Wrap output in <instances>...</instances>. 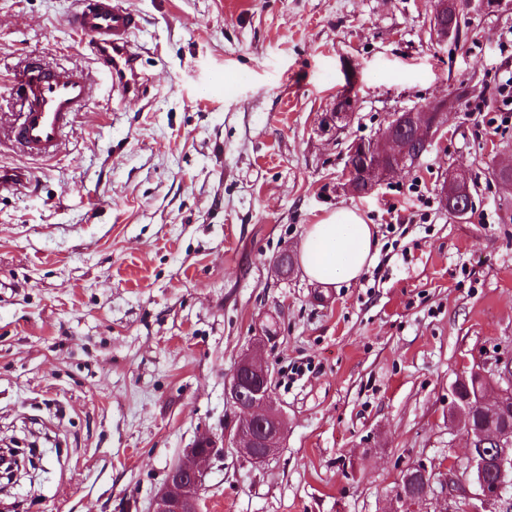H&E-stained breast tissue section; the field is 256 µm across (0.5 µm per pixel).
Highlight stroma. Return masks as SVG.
I'll return each instance as SVG.
<instances>
[{"mask_svg":"<svg viewBox=\"0 0 512 512\" xmlns=\"http://www.w3.org/2000/svg\"><path fill=\"white\" fill-rule=\"evenodd\" d=\"M75 2L0 0L1 112L19 111L28 59L94 81L56 158L0 148L36 176L0 195V448L40 455L0 512H149L184 449L233 419L224 390L247 350L287 432L263 465L213 460L204 512H392L404 467H464L450 386L512 355V207L490 174L512 161V112L471 109L512 72V8H469L438 45L431 0H122L146 81L128 96L71 27ZM345 94L350 142L388 113L459 103L414 170L356 197L318 132ZM453 167L475 186L463 221L439 193ZM339 207L376 229L363 278L278 277Z\"/></svg>","mask_w":512,"mask_h":512,"instance_id":"stroma-1","label":"stroma"}]
</instances>
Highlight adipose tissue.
Masks as SVG:
<instances>
[{
  "label": "adipose tissue",
  "mask_w": 512,
  "mask_h": 512,
  "mask_svg": "<svg viewBox=\"0 0 512 512\" xmlns=\"http://www.w3.org/2000/svg\"><path fill=\"white\" fill-rule=\"evenodd\" d=\"M373 225L356 209L340 207L309 225L299 247L304 275L326 287L358 281L377 254Z\"/></svg>",
  "instance_id": "adipose-tissue-1"
}]
</instances>
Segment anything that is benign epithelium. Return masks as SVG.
Masks as SVG:
<instances>
[{"label": "benign epithelium", "mask_w": 512, "mask_h": 512, "mask_svg": "<svg viewBox=\"0 0 512 512\" xmlns=\"http://www.w3.org/2000/svg\"><path fill=\"white\" fill-rule=\"evenodd\" d=\"M470 0H434L429 21L432 41L445 44L456 34ZM355 99H339L331 111L324 114L321 132L339 139L343 126L355 116ZM448 108L436 111L408 109L387 116L388 130L374 151L371 179L366 190L372 192L383 182L413 166V147L429 148L447 123ZM470 180L465 170L453 168L443 184L442 201L445 210L458 220L468 218L471 203ZM475 379L481 384L476 390L479 402L491 412L512 408V358L498 359L492 367L476 365L461 371L451 384L452 401L449 418L459 425V387ZM227 404L234 410V424L219 434H204L185 449L181 459L168 471L154 494L150 512H202V493L207 466L224 456L230 447L247 456L255 464H263L274 455L285 437L286 418L273 402L272 374L269 367L249 352L240 356L231 380L225 388ZM467 461L465 473L451 467L441 473L442 512H453L448 502L473 500L467 512H512V427L490 431L486 427L467 425ZM496 447L488 448V440ZM411 469L401 472L395 489L394 512H413L416 503L429 498L430 488L414 490L410 486Z\"/></svg>", "instance_id": "obj_1"}]
</instances>
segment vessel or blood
<instances>
[{
	"instance_id": "obj_1",
	"label": "vessel or blood",
	"mask_w": 512,
	"mask_h": 512,
	"mask_svg": "<svg viewBox=\"0 0 512 512\" xmlns=\"http://www.w3.org/2000/svg\"><path fill=\"white\" fill-rule=\"evenodd\" d=\"M72 24L79 33L91 37L113 86L126 94L139 95L144 79L137 70L140 56L131 38L136 20L120 0H81ZM17 82L24 109L16 117L1 113L0 133L30 156H55L66 129L91 99L90 77L65 67L29 64L20 70ZM31 177V171L24 168H0V194L19 192Z\"/></svg>"
}]
</instances>
